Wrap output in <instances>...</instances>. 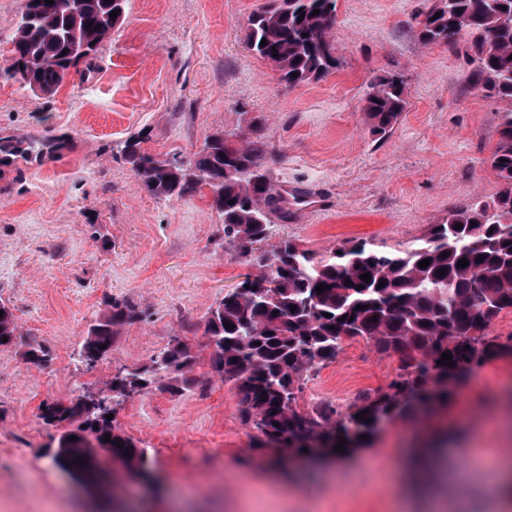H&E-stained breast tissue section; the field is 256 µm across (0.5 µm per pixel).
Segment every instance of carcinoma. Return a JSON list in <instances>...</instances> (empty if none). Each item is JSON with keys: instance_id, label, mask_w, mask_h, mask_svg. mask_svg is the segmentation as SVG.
I'll return each instance as SVG.
<instances>
[{"instance_id": "cac0c4a2", "label": "carcinoma", "mask_w": 512, "mask_h": 512, "mask_svg": "<svg viewBox=\"0 0 512 512\" xmlns=\"http://www.w3.org/2000/svg\"><path fill=\"white\" fill-rule=\"evenodd\" d=\"M127 2L23 0L12 38L13 77L35 93L53 95L72 68L92 67L98 50L124 22ZM114 10L119 14L112 18ZM416 20L424 43L465 49L475 64L473 86L503 104L490 156L501 188L489 201L450 211L403 250L353 241L318 259L286 240L271 253L254 255V245L268 237L269 217L283 222L290 217L288 197L271 183L260 121L240 133L211 134L187 162L160 160L141 149L139 138L124 145L126 160L152 196L182 199L208 189L212 207L224 219V237L237 241L241 255L257 269L225 292L209 312L205 333L211 367L241 395L242 419L258 431V448L285 446L298 457L333 460L338 438L347 440L344 448H357L362 436L376 434L382 425L447 401L452 382L473 365L512 355V342L488 336L492 322L512 312V0H428ZM335 25L336 0H265L248 16L244 39L280 82L294 87L336 70ZM406 106L402 80L376 78L364 103L371 132L389 134ZM463 258L467 266H457ZM424 259L430 264L422 269L418 263ZM365 272L368 283L360 278ZM322 284L327 288L319 294L316 286ZM109 306L81 343L88 365L102 359L120 330L139 318L129 302ZM0 310V347L14 345L20 336L15 315L2 302ZM356 338L398 356L394 377L343 410L330 404L300 407L298 394L310 375L336 358L344 340ZM444 353L455 366L437 364ZM195 361L176 337L151 365L113 375L109 391L128 398L164 383L177 393L191 383ZM363 411L361 420L357 415ZM106 415L80 395L43 404L44 422L71 427L61 435L52 462L76 479H88L101 468L103 453L127 477L152 484L145 450Z\"/></svg>"}]
</instances>
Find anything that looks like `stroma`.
Wrapping results in <instances>:
<instances>
[{
    "instance_id": "obj_1",
    "label": "stroma",
    "mask_w": 512,
    "mask_h": 512,
    "mask_svg": "<svg viewBox=\"0 0 512 512\" xmlns=\"http://www.w3.org/2000/svg\"><path fill=\"white\" fill-rule=\"evenodd\" d=\"M260 2L128 0L93 69L78 65L56 94L38 96L2 74L22 0H0V138L62 144L0 165V301L21 332L16 345L0 347V512H163L167 503L178 512H399L413 438L406 419L348 449L339 469L269 476L274 452L256 448L240 395L211 369L205 334L210 308L251 268L207 193L151 196L122 147L138 136L149 154L186 161L214 132L258 118L272 184L308 194L288 222L273 220L259 250L286 239L319 257L349 240L404 249L450 210L496 195L488 159L501 104L474 89L464 56L418 39L415 18L427 0H337L338 68L286 88L244 44ZM392 75L409 105L381 139L364 99L375 78ZM111 300L135 304L141 318L85 365L80 344ZM176 336L197 357L193 385L176 395L152 388L114 412L161 476L160 494L124 477L116 503L99 500L53 465L61 431L40 408L106 390L116 372L148 364ZM31 348L44 350L40 363L24 358ZM397 368V357L347 341L307 381L300 403L346 406ZM508 392L512 357L454 385L451 481L436 492L439 508L419 502L412 512H500L489 490L497 462L512 457V433L493 421Z\"/></svg>"
}]
</instances>
